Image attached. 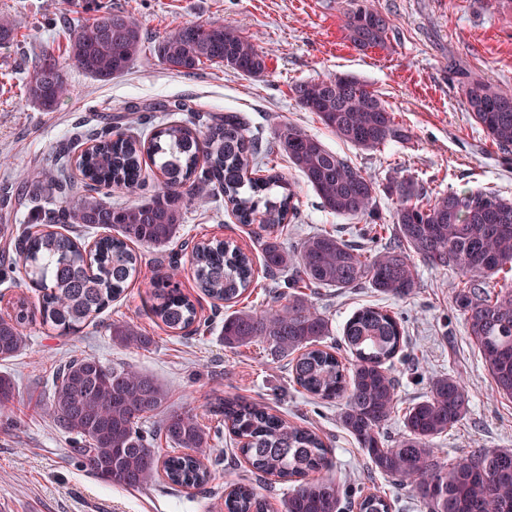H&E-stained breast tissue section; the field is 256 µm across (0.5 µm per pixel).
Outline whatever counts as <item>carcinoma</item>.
Instances as JSON below:
<instances>
[{
	"instance_id": "obj_1",
	"label": "carcinoma",
	"mask_w": 512,
	"mask_h": 512,
	"mask_svg": "<svg viewBox=\"0 0 512 512\" xmlns=\"http://www.w3.org/2000/svg\"><path fill=\"white\" fill-rule=\"evenodd\" d=\"M344 29L352 45L365 50L385 44L391 26L362 0H351ZM17 32L15 19L0 16V46L13 45ZM143 44V29L135 18L98 8L69 35L67 56L88 76L109 81L131 68ZM154 54L185 73L207 63L246 76H260L267 69L264 53L229 22L179 26L158 41ZM25 87L27 99L41 110L56 108L67 86L54 52L38 55ZM462 88L473 120L503 153L511 154L512 93L474 79ZM292 92L303 109L360 150L408 139L381 98L352 75L300 82ZM276 143L332 213L374 223L375 200L385 193L394 202L391 219L398 244L368 255L334 233L317 232L305 237L297 251H288L280 227L297 214L292 184L264 167L259 139L233 112L216 118L205 132L174 121L145 138L109 123L75 158L85 193L65 202L49 223L103 227L117 235L99 237L91 250L49 229L14 238L38 299L35 305L22 300L8 318L0 317V360L23 350L26 328L34 321L57 336L80 335L138 278L148 284L145 304L156 320L172 333L199 332L196 300L181 291L174 274L143 264L130 243L160 247L171 242L189 201L220 194L240 223L257 225L266 278L277 288L289 289L275 296L277 301L286 299L285 304L224 315V345L261 342L274 356H292L294 382L327 404L341 402L340 423L363 448L371 468L413 486L428 512H512V448H474L446 464L434 455V440L469 412V392L457 377L434 379L428 395L403 412L404 436L388 443L383 426L395 412L399 388L391 363L404 350L398 318L379 306L354 312L343 328L344 348L354 357L347 367L321 347L330 335L328 319L306 296L291 291L298 283L341 290L366 281L388 297L404 298L417 283L411 255L435 267L459 269L470 279L455 292V306L496 392L512 398V282L496 291L483 287V281L512 271V200L493 192L465 191L437 195L423 205L424 193L413 180L381 183L295 126L281 125ZM147 159L163 177L152 197L123 206L108 203L102 190L144 184ZM251 169L260 176H248ZM36 179L61 189L64 170L45 168ZM190 265L203 294L226 304L240 302L254 275L252 257L224 239L194 244ZM109 331L120 346L147 349L154 344L153 337L129 323L114 322ZM15 396L14 381L1 374L0 409L9 408ZM167 398V390L152 375L84 355L65 361L56 372L49 411L59 430L80 437L74 451L85 470L102 482L140 488L162 476L172 486L202 489L210 480L208 467L186 450L205 453L210 428L190 411H173L153 432L145 429ZM210 412L240 440L252 475L295 483L284 512H341L340 483L313 477L328 465V448L318 433L235 395L215 396ZM161 440L176 453L160 454ZM224 494L225 512H267L266 500L251 482L232 480ZM358 512H391V504L385 495L369 494L358 503Z\"/></svg>"
}]
</instances>
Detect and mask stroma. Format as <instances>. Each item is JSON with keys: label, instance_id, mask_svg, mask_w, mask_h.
Instances as JSON below:
<instances>
[{"label": "stroma", "instance_id": "stroma-1", "mask_svg": "<svg viewBox=\"0 0 512 512\" xmlns=\"http://www.w3.org/2000/svg\"><path fill=\"white\" fill-rule=\"evenodd\" d=\"M123 10L141 24L146 48L130 70L112 81L92 79L65 60L68 28L88 14L63 0H0V15L15 18L18 41L0 48V238L31 227L30 212L57 210L65 196L81 192L76 168H69L66 192L23 181V172L49 167L55 151L70 144L72 153L109 118L123 117L130 134L172 121H193L206 129L212 117L234 112L246 117L251 133L263 143L275 142L281 124L316 136L338 155L384 182L409 178L428 197L448 192L493 191L512 199V155L504 156L471 118L461 87L449 82L457 70L512 92V8L499 0H365L387 14L393 30L384 46L356 49L343 28L350 0H100ZM226 21L238 25L267 58L265 75L253 78L218 65L180 73L161 63L150 48L170 30L193 22ZM50 46L62 57L69 93L50 112L27 101L22 84L34 52ZM350 74L373 90L409 129L411 138L370 151L343 142L311 112L296 102L294 84ZM184 99L191 112H161L154 105ZM270 165L293 183L297 216L282 241L295 249L309 234L330 231L355 239L368 252L384 248L396 235L390 225L393 204L378 196L376 210L385 223L382 236L353 237L364 227L361 218L323 209L285 157L274 152ZM234 240L254 257V282L241 307L261 311L275 292L259 262L260 247L250 225L238 223L223 198L192 200L175 238L161 250L144 248L147 261L177 258L181 289L197 301L205 329L196 335H175L158 325L144 304L147 286L132 282L96 324L77 336H57L41 325L28 331L29 342L15 358L0 361V374L16 385L15 408L0 412V512H224L226 482L248 474L238 441L228 432L213 436L207 452L211 472L206 489L171 488L165 480L139 489L111 487L88 473L73 452L76 435L61 432L48 410L52 379L59 364L75 355H92L115 366H131L153 375L168 391L165 412L189 411L200 422L216 425L208 411L215 394H231L272 407L292 424L310 428L328 448V475L343 484L351 503L380 491L392 512H424L412 487L398 485L372 472L362 448L340 425V408L313 399L294 384L286 358L272 357L264 345L225 347L223 311L198 288L184 240ZM14 251H0V316L18 298L36 302L37 294L21 282ZM417 285L404 299L385 297L369 284L339 290H309L308 298L331 325L325 346L344 356L340 345L347 320L360 307L378 305L399 319L407 340L405 355L392 373L399 382L398 406L406 408L427 395L433 379L451 374L472 395L470 414L434 441V453L445 462L474 448H512V399L499 396L483 365L463 316L453 303L464 275L414 257ZM114 322H128L153 336L147 349L115 344Z\"/></svg>", "mask_w": 512, "mask_h": 512}]
</instances>
